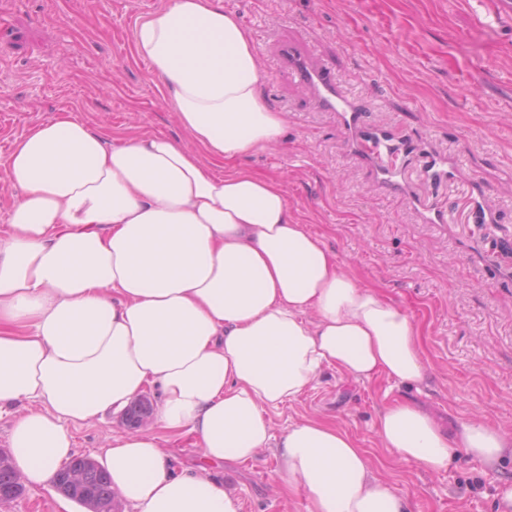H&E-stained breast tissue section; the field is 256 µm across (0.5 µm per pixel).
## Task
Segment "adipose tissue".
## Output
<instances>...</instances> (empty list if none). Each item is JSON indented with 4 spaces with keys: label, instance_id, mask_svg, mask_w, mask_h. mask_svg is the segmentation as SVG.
I'll return each mask as SVG.
<instances>
[{
    "label": "adipose tissue",
    "instance_id": "obj_1",
    "mask_svg": "<svg viewBox=\"0 0 512 512\" xmlns=\"http://www.w3.org/2000/svg\"><path fill=\"white\" fill-rule=\"evenodd\" d=\"M178 118L224 171L163 134L110 144L67 113L17 140L19 195L0 239V414L25 483L49 485L74 453L68 429L123 411L146 388L160 426L196 434L212 462L273 449L307 512H405L365 449L309 419L273 435L269 411L325 369L421 386L417 323L344 270L299 224L280 183L239 166L279 144L286 119L264 95L258 48L223 0H166L134 33ZM37 411L16 414L22 403ZM376 436L431 471L460 455L493 467L512 432L444 429L396 401ZM112 488L133 512H240L215 477L177 470L152 431L113 437Z\"/></svg>",
    "mask_w": 512,
    "mask_h": 512
}]
</instances>
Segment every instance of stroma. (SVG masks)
Wrapping results in <instances>:
<instances>
[{
	"label": "stroma",
	"mask_w": 512,
	"mask_h": 512,
	"mask_svg": "<svg viewBox=\"0 0 512 512\" xmlns=\"http://www.w3.org/2000/svg\"><path fill=\"white\" fill-rule=\"evenodd\" d=\"M166 0H0V237L17 195L7 160L17 139L69 112L110 143L163 133L198 151L148 64L134 50L138 22ZM478 0H224L250 31L267 75L264 92L287 116L281 142L241 166L281 181L301 224L364 284L420 323L430 377L421 388L325 370L297 400L272 411L273 434L317 419L347 429L376 471L400 488L407 512H497L512 459L433 472L396 460L375 426L388 403L423 405L443 426L464 420L512 432V25L476 21ZM300 42L351 94H366L365 128L417 143L401 156L415 175L424 154L445 157L437 191L446 221L426 223L416 183H380L357 155L338 113L322 111L279 67L275 45ZM75 453L103 460L122 414L74 422ZM240 512H307L288 491L272 450L213 467ZM0 512H84L54 486H29Z\"/></svg>",
	"instance_id": "stroma-1"
}]
</instances>
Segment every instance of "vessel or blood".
Masks as SVG:
<instances>
[{"instance_id":"obj_1","label":"vessel or blood","mask_w":512,"mask_h":512,"mask_svg":"<svg viewBox=\"0 0 512 512\" xmlns=\"http://www.w3.org/2000/svg\"><path fill=\"white\" fill-rule=\"evenodd\" d=\"M281 68L289 72L317 99L321 107L329 112L339 113L345 131L355 136L362 150L372 160L376 172L385 185L397 183L399 171L394 164L395 157L407 150L404 141H395L392 134L376 130L369 135H359L361 101L345 95L336 84V75L331 67L313 63L308 51L298 42L284 39L277 48ZM444 160L437 155L429 156L418 172L419 179L429 186L441 184L446 176Z\"/></svg>"}]
</instances>
